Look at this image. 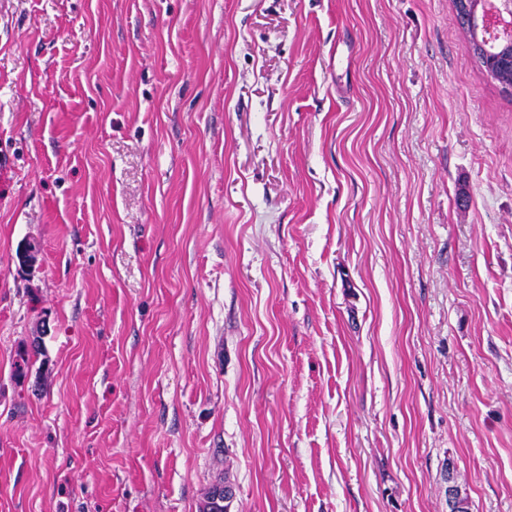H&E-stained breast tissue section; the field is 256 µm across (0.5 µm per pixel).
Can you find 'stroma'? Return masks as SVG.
Instances as JSON below:
<instances>
[{"label": "stroma", "instance_id": "stroma-1", "mask_svg": "<svg viewBox=\"0 0 512 512\" xmlns=\"http://www.w3.org/2000/svg\"><path fill=\"white\" fill-rule=\"evenodd\" d=\"M452 480L512 512V95L451 0H0V512Z\"/></svg>", "mask_w": 512, "mask_h": 512}]
</instances>
